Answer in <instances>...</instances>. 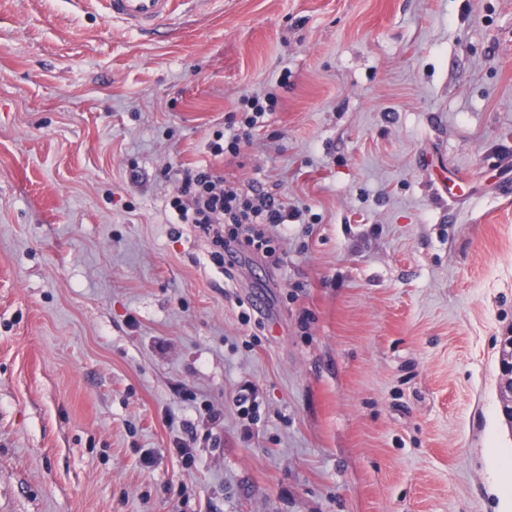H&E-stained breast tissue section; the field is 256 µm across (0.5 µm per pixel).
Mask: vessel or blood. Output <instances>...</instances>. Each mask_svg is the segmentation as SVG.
<instances>
[{
	"mask_svg": "<svg viewBox=\"0 0 512 512\" xmlns=\"http://www.w3.org/2000/svg\"><path fill=\"white\" fill-rule=\"evenodd\" d=\"M97 2L106 18L121 22L131 30L166 27L181 9L203 7L206 0H77L78 4Z\"/></svg>",
	"mask_w": 512,
	"mask_h": 512,
	"instance_id": "1",
	"label": "vessel or blood"
}]
</instances>
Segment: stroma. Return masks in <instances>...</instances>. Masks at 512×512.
I'll return each mask as SVG.
<instances>
[{"instance_id": "1", "label": "stroma", "mask_w": 512, "mask_h": 512, "mask_svg": "<svg viewBox=\"0 0 512 512\" xmlns=\"http://www.w3.org/2000/svg\"><path fill=\"white\" fill-rule=\"evenodd\" d=\"M181 163L302 210L279 262ZM511 330L512 0H0V512H512ZM83 6L96 2L103 14L130 30L166 28L179 11L190 6L202 8L209 0H72ZM273 98L270 95H264L263 97L259 95L244 96L241 100V118L237 122L239 123V129H227V134L224 132V141L221 143L220 139L211 145V154L214 157L240 154L241 150L250 142L252 130L261 127V125L257 126L259 119L272 111L271 105L267 104V101L271 102ZM177 175L169 223L198 224L228 256L233 257L240 247H249L274 257L264 230L255 225L263 224L278 233L280 226L297 216L294 209L272 195L245 193L239 182L208 165L182 167ZM224 224H233L236 230L225 236ZM502 336L499 351L498 394L503 415L512 423V335Z\"/></svg>"}]
</instances>
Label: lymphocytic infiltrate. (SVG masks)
Returning <instances> with one entry per match:
<instances>
[{
	"label": "lymphocytic infiltrate",
	"mask_w": 512,
	"mask_h": 512,
	"mask_svg": "<svg viewBox=\"0 0 512 512\" xmlns=\"http://www.w3.org/2000/svg\"><path fill=\"white\" fill-rule=\"evenodd\" d=\"M241 105L238 129L228 130L223 141L214 142L212 155L240 154L260 118L271 110L266 99L258 95L244 97ZM170 209L171 223L198 225L229 255L244 247L267 253V231H279L296 215L280 199L245 193L237 181L209 166L179 170Z\"/></svg>",
	"instance_id": "obj_1"
}]
</instances>
